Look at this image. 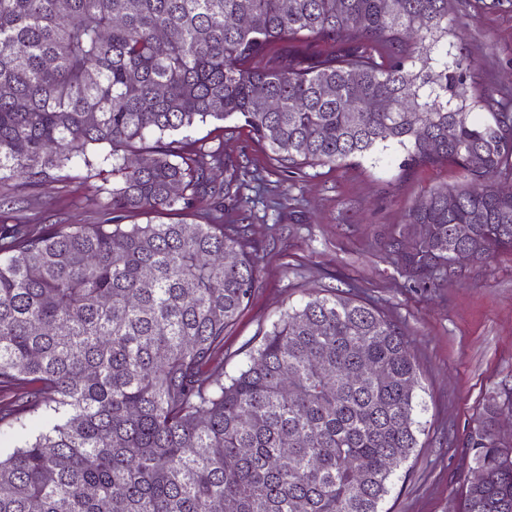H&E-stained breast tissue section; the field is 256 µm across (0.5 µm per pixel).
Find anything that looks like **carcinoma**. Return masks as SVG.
<instances>
[{
  "instance_id": "cac0c4a2",
  "label": "carcinoma",
  "mask_w": 512,
  "mask_h": 512,
  "mask_svg": "<svg viewBox=\"0 0 512 512\" xmlns=\"http://www.w3.org/2000/svg\"><path fill=\"white\" fill-rule=\"evenodd\" d=\"M452 2L0 0V182L77 166L115 180L112 224H0V389L17 390L0 429L18 440L0 455V512H382L418 448L401 329L322 289L226 376L212 362L257 284L241 231L121 220L219 197L221 151L164 137L237 119L284 172L390 148L403 171L459 169L388 238L419 288L459 247L478 263L512 251V193L496 186L512 113L474 86ZM372 99L386 109L364 110ZM150 138L149 166H134ZM500 413L487 404L468 440L487 479L463 512H512Z\"/></svg>"
}]
</instances>
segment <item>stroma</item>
I'll return each mask as SVG.
<instances>
[{
  "mask_svg": "<svg viewBox=\"0 0 512 512\" xmlns=\"http://www.w3.org/2000/svg\"><path fill=\"white\" fill-rule=\"evenodd\" d=\"M452 16L461 48L478 59L477 88L512 103V0H455ZM188 141L223 151L214 184L224 190V207L205 201L188 218L167 212L161 222L244 224L257 249L256 290L224 337L225 371H235L247 344L309 293L332 286L376 306L401 328L420 371L419 445L409 478L395 481L384 506L462 512L475 468L468 436L484 406L512 388V252L425 291L409 287L382 247L422 191L459 181L458 170L445 164L404 173L402 153L389 150L376 162L284 173L234 119L197 124ZM111 185L110 175L73 168L51 182H6L0 195L15 201L9 222L37 233L52 224L111 223Z\"/></svg>",
  "mask_w": 512,
  "mask_h": 512,
  "instance_id": "stroma-1",
  "label": "stroma"
}]
</instances>
